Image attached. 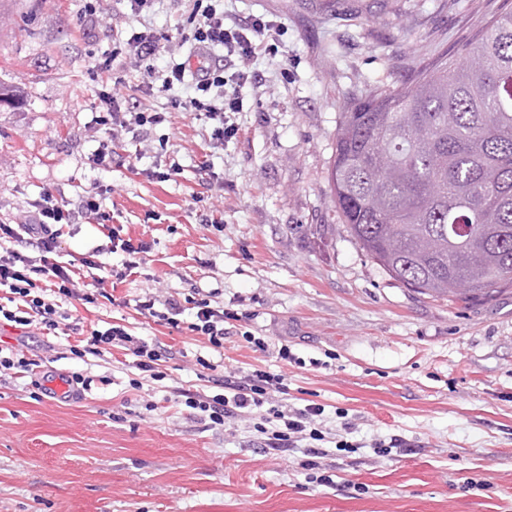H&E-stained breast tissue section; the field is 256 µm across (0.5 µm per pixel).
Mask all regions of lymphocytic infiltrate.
Segmentation results:
<instances>
[{"mask_svg":"<svg viewBox=\"0 0 512 512\" xmlns=\"http://www.w3.org/2000/svg\"><path fill=\"white\" fill-rule=\"evenodd\" d=\"M177 31H188L196 49L195 64H173L169 69L145 68L140 83L146 92L169 91L175 86L193 81L194 92L175 97L172 108L177 112H196L209 124L208 146L223 147L225 141L236 138L239 127L235 115L242 108L241 92L255 78L252 65L274 48L270 38L277 30L276 21L255 16L243 26L226 25L224 0H193V8ZM101 112L98 125L108 127L109 140L100 144L94 161L109 166L118 155V146L127 139H141L149 127L165 121L162 112H123L114 95L99 91ZM111 187L97 185L84 192L77 209L46 193L28 202L19 222L0 224V287L9 296V306L0 305V318L22 328L40 327L45 334L64 329L84 336L85 343L72 347L76 357L103 356L109 349H122L135 357L134 367L140 373L133 388L143 382L161 381L167 374L162 369L165 353L160 345L129 333L124 324L115 322L105 330L84 331L79 320L73 319L69 304H96L106 297L105 285L123 282L141 275L146 243H133L123 238L116 216L107 209L105 200ZM106 230L112 249L122 252L119 265H110L99 258V250L83 253L79 260L66 258L63 227L71 223L74 212ZM135 309L144 318L175 331L190 330L200 336L213 350L224 347V324L239 320L238 311L225 308L211 296H180L163 288H151L135 300ZM221 393L188 391L174 387L193 417L209 426L223 425L225 419L250 415L266 409L264 418L266 445L278 450L297 448L306 436H317L314 424L323 413L320 405L309 404L297 409H280L277 398L286 396L288 384L284 376L255 369L225 376Z\"/></svg>","mask_w":512,"mask_h":512,"instance_id":"1","label":"lymphocytic infiltrate"}]
</instances>
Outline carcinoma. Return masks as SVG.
I'll list each match as a JSON object with an SVG mask.
<instances>
[{
	"label": "carcinoma",
	"mask_w": 512,
	"mask_h": 512,
	"mask_svg": "<svg viewBox=\"0 0 512 512\" xmlns=\"http://www.w3.org/2000/svg\"><path fill=\"white\" fill-rule=\"evenodd\" d=\"M336 208L392 279L450 302L512 286V13L459 63H418L348 102L331 171Z\"/></svg>",
	"instance_id": "obj_1"
}]
</instances>
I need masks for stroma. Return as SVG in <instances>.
<instances>
[{
  "label": "stroma",
  "mask_w": 512,
  "mask_h": 512,
  "mask_svg": "<svg viewBox=\"0 0 512 512\" xmlns=\"http://www.w3.org/2000/svg\"><path fill=\"white\" fill-rule=\"evenodd\" d=\"M84 4L0 0V81L24 97L0 105V221L46 191L74 204L112 186L122 237L149 246L145 276L118 284L116 296L135 298L156 280L214 293L247 317L229 322L217 352L103 298L72 302L74 316L99 330L121 319L157 338L187 390L217 392L199 378L200 357L286 375L289 404L323 407L316 426L331 454L311 468L302 449H268L253 422L204 429L165 382L132 388L133 355L80 359L76 337L60 334L43 371L91 376L92 389L36 401L25 380L0 383V512H512V288L469 305L406 288L352 239L328 180L351 98L409 80L417 60L460 58L512 0H224L228 22L264 15L278 31L242 92L237 137L209 154L204 120L171 108L186 88L146 93L125 55L113 71L126 78L121 88L99 70L136 25L127 0H99L91 18ZM190 9V0H154L145 20L168 42L150 66L192 54L174 28ZM111 88L122 111L165 113L147 139L167 141L179 177L148 179L158 163L150 150L136 174L93 164L111 136L95 122L98 92ZM206 163L224 178L215 205ZM216 207L223 225L201 223ZM64 239L72 256L96 246L102 261H120L84 218ZM281 345L290 360L278 358Z\"/></svg>",
  "instance_id": "35a3bbf8"
}]
</instances>
